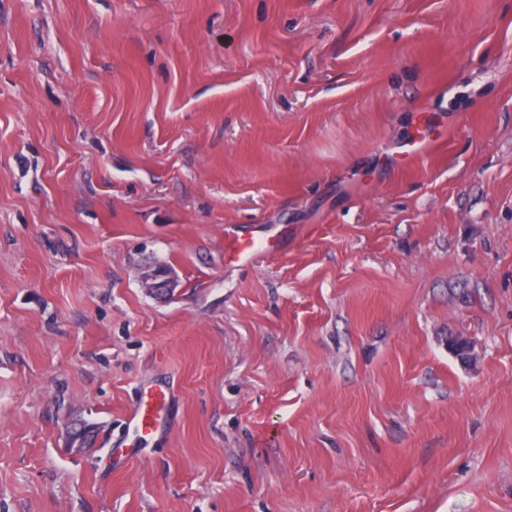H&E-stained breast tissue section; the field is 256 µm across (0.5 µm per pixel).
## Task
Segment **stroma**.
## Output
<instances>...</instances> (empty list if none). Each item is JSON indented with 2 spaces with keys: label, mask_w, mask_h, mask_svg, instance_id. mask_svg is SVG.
<instances>
[{
  "label": "stroma",
  "mask_w": 512,
  "mask_h": 512,
  "mask_svg": "<svg viewBox=\"0 0 512 512\" xmlns=\"http://www.w3.org/2000/svg\"><path fill=\"white\" fill-rule=\"evenodd\" d=\"M0 512H512V0H0ZM142 284L148 292L155 296H167L177 286L171 272L162 268L147 269L142 275ZM170 397L162 386L144 389L138 404L127 417V429L137 440V445L147 442L159 434L167 425Z\"/></svg>",
  "instance_id": "obj_1"
}]
</instances>
